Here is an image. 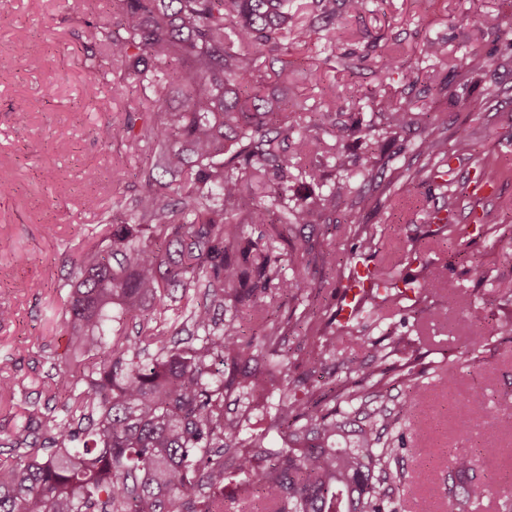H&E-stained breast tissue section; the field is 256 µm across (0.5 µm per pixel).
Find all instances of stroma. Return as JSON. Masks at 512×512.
I'll return each mask as SVG.
<instances>
[{
  "mask_svg": "<svg viewBox=\"0 0 512 512\" xmlns=\"http://www.w3.org/2000/svg\"><path fill=\"white\" fill-rule=\"evenodd\" d=\"M325 9L305 54L273 51L255 78L264 85L273 70L286 69L292 87L286 112L330 128L328 179L336 177L334 156L357 161L359 128L371 125L382 135L373 180L351 176V193L336 201L335 228L308 226L292 242L343 256L354 247L357 227L369 225L379 260L398 280L425 268L441 278L444 292L426 301L440 310L439 321L422 320L414 295H405L382 317L361 314L337 324L336 359L373 363V342L392 335L415 344L427 368L421 384L428 405L403 426L406 477L395 495L398 512H443L453 453L473 455L489 488L481 512H499V490L512 486V430L500 426L503 414L512 413V336L496 332L512 321V238L499 234L512 226V213L500 209L512 198V31L486 30L479 19L493 14L512 24V0H363L355 11L327 0ZM121 19L109 0H0V178L12 185L0 195V309L10 312L0 321V380L14 386L0 397V435L23 423L26 408L43 404L52 383L54 354L66 345L69 256L98 232L103 214L131 209L149 168L144 152L130 150L126 140L106 147L97 137L106 121L134 110L146 120L155 108L148 89L124 80L99 53V30L119 29ZM431 41L441 45L440 57H424ZM21 46L38 57V68L18 54ZM395 47L405 67L388 74L384 66ZM474 48L486 55L485 66L456 69ZM92 80L98 91L90 98L85 87ZM381 81L387 97L430 113L445 154L421 153L422 131L387 130L372 93ZM118 82L125 92L116 97L111 87ZM334 93L344 109L330 116L326 104ZM463 132L465 150L457 146ZM33 142L40 146L35 155ZM119 168L124 177L117 182ZM482 172L493 189L475 199L466 187ZM360 189L368 206L354 202ZM90 195L95 205L87 204ZM447 209L465 235H437L431 215ZM446 376L455 379L448 390ZM491 433L501 453L487 458L479 450Z\"/></svg>",
  "mask_w": 512,
  "mask_h": 512,
  "instance_id": "35a3bbf8",
  "label": "stroma"
}]
</instances>
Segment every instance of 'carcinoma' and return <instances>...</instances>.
<instances>
[{"label": "carcinoma", "instance_id": "obj_1", "mask_svg": "<svg viewBox=\"0 0 512 512\" xmlns=\"http://www.w3.org/2000/svg\"><path fill=\"white\" fill-rule=\"evenodd\" d=\"M118 2L124 35L100 30L101 52L158 106L141 127L129 113L98 136L108 145L122 136L134 150L146 146L151 173L127 220L104 216L100 240L69 258L68 340L47 398L62 401L61 413L35 407L0 439L15 452L0 465V512H226V503L251 497L264 501L265 512H397L393 493L375 480L377 472L404 478L401 417L385 402L387 360L402 361L401 381L413 383L405 401L411 412L426 404L416 351L391 336L372 366L344 363L352 390L343 414L361 417V428L358 444L340 440L336 384L318 371L335 357L336 330L311 299L309 263L282 231L253 235L288 198L290 170L324 179L329 130L279 112L254 83L264 51L290 39L304 50L319 16L300 21L290 0ZM485 64L473 49L456 67ZM171 79L181 86L174 111L163 106ZM384 111L387 128H421L420 150L442 154L428 112L390 99ZM375 140L374 127L359 129L364 177L372 174ZM254 178L267 180L270 202L237 221L231 211ZM349 191L335 181L326 194L283 211L280 223L290 232L333 224L336 200ZM355 236L359 252L376 249L369 228ZM319 259L329 272L354 263L333 250ZM377 277L383 292L362 301L377 313L407 290L424 297L443 290L435 275L402 287L385 268ZM274 289L303 310L278 313L266 301ZM242 309L256 327L246 341ZM291 332L311 345L297 377ZM449 464L463 486L448 487V512H473L486 485L471 456Z\"/></svg>", "mask_w": 512, "mask_h": 512}]
</instances>
